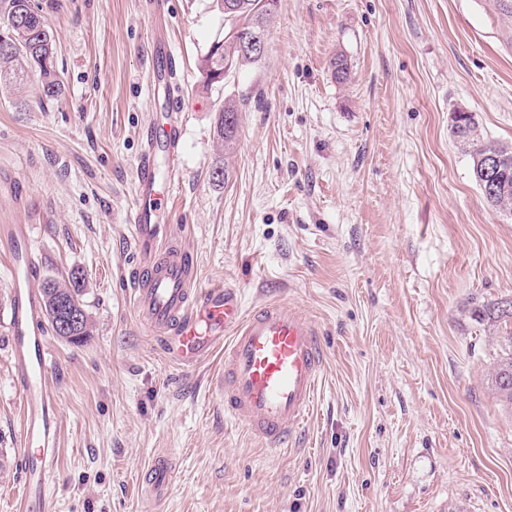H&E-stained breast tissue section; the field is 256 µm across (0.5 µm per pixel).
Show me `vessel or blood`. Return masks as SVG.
Masks as SVG:
<instances>
[{
  "instance_id": "vessel-or-blood-1",
  "label": "vessel or blood",
  "mask_w": 512,
  "mask_h": 512,
  "mask_svg": "<svg viewBox=\"0 0 512 512\" xmlns=\"http://www.w3.org/2000/svg\"><path fill=\"white\" fill-rule=\"evenodd\" d=\"M184 124L172 107L163 126L147 123L128 215L134 264L129 298L139 325L177 366L192 368L224 353V413L264 446L278 449L298 432L316 399L324 356L315 324L281 301L244 311L238 294L192 285L195 261L170 225L160 223L178 172ZM12 271L10 347L21 391L23 512H48L47 486L58 454L59 417L49 375L51 353L25 226H0ZM171 453L155 455L145 496L159 503L176 477Z\"/></svg>"
}]
</instances>
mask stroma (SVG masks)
I'll use <instances>...</instances> for the list:
<instances>
[{
	"label": "stroma",
	"mask_w": 512,
	"mask_h": 512,
	"mask_svg": "<svg viewBox=\"0 0 512 512\" xmlns=\"http://www.w3.org/2000/svg\"><path fill=\"white\" fill-rule=\"evenodd\" d=\"M33 2L63 89L44 100L32 76L0 95V225H27L40 279L83 275L91 319L81 343L48 338L53 512H148L162 449L178 471L158 512H512V409L491 387L508 346L468 314L512 297V215L451 134L462 110L512 144V14L496 0H279L264 55L207 89L212 0ZM157 44L180 62L186 121L160 221L193 253L195 287L234 289L248 310L288 302L321 334L314 411L285 450L225 415L223 353L180 369L131 309L139 132L168 105ZM228 97L242 109L230 153L216 132ZM9 286L0 245V512H19Z\"/></svg>",
	"instance_id": "35a3bbf8"
}]
</instances>
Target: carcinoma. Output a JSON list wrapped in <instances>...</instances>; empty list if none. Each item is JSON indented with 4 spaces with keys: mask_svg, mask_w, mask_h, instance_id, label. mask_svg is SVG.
Instances as JSON below:
<instances>
[{
    "mask_svg": "<svg viewBox=\"0 0 512 512\" xmlns=\"http://www.w3.org/2000/svg\"><path fill=\"white\" fill-rule=\"evenodd\" d=\"M277 3V0H213L220 13H225L224 4L231 3L235 8L232 18L224 20L222 34L210 44L200 58V71L204 85L212 86L224 82V60L230 59L233 69L253 58L243 55L238 49L237 39L259 36L267 39L269 21L273 8L265 2ZM0 7L7 14V24L0 30V91L17 93L23 88L29 74L38 75L42 93L47 99L58 97L62 83L55 63V40L47 18L33 7L31 0H0ZM330 68L336 80L344 82L349 75L347 59L337 54L330 60ZM240 109L234 99L224 100L219 109L216 123L217 136L224 141V151L229 153L236 144V133L240 125ZM469 126L461 131V125L452 124V134L461 149L469 157L472 177L479 189L486 183L484 173L485 154L494 150L503 157L502 164L496 170L497 191L483 193L487 202L503 211L512 213V145L484 138L478 130L472 115L464 117ZM83 278L74 272L68 281L46 280L41 288L45 318L52 333L62 338L56 326L54 300L58 296L80 307V327L75 332L73 342L79 343L90 335L91 320L81 299ZM512 306V299L496 300L473 308L471 317L479 324L506 328L512 325V314L502 313L503 304ZM492 387L497 398L512 406V353L501 358L492 378Z\"/></svg>",
    "mask_w": 512,
    "mask_h": 512,
    "instance_id": "obj_1",
    "label": "carcinoma"
}]
</instances>
